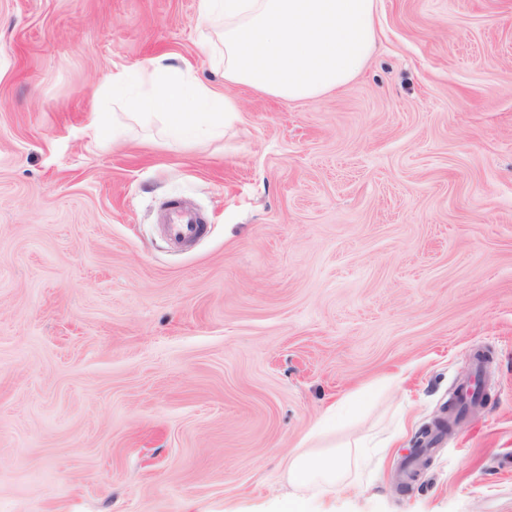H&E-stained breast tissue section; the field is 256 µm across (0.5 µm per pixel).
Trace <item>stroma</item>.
Returning <instances> with one entry per match:
<instances>
[{
	"label": "stroma",
	"mask_w": 512,
	"mask_h": 512,
	"mask_svg": "<svg viewBox=\"0 0 512 512\" xmlns=\"http://www.w3.org/2000/svg\"><path fill=\"white\" fill-rule=\"evenodd\" d=\"M379 16L305 104L225 85L197 0H0V512H512V0ZM156 58L237 101L223 132L112 125ZM340 444L347 489L294 498ZM159 224H162L160 231L165 237L182 244L192 242L202 228L196 213L182 205L170 208Z\"/></svg>",
	"instance_id": "stroma-1"
}]
</instances>
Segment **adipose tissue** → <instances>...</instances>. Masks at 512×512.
Segmentation results:
<instances>
[{
  "mask_svg": "<svg viewBox=\"0 0 512 512\" xmlns=\"http://www.w3.org/2000/svg\"><path fill=\"white\" fill-rule=\"evenodd\" d=\"M197 11L225 84L289 102L317 101L355 79L381 33L377 0H198ZM112 89L131 90L134 119L177 130L215 134L239 110L189 69L157 60L113 76ZM345 470V461L314 462L303 453L288 465L292 482L319 494L342 490Z\"/></svg>",
  "mask_w": 512,
  "mask_h": 512,
  "instance_id": "obj_1",
  "label": "adipose tissue"
}]
</instances>
